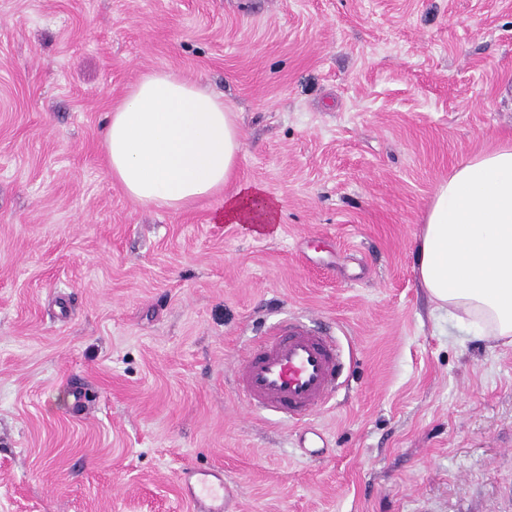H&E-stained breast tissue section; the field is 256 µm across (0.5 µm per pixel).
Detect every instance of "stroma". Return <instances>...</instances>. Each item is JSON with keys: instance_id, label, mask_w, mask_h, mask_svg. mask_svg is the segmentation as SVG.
Instances as JSON below:
<instances>
[{"instance_id": "stroma-1", "label": "stroma", "mask_w": 512, "mask_h": 512, "mask_svg": "<svg viewBox=\"0 0 512 512\" xmlns=\"http://www.w3.org/2000/svg\"><path fill=\"white\" fill-rule=\"evenodd\" d=\"M238 116L279 229L111 179L144 75ZM512 141V0H0V512H512V345L415 271L437 185ZM288 317L354 356L305 425L250 412L247 345ZM179 494L194 512H232L234 499L224 483L222 469H183L178 477Z\"/></svg>"}]
</instances>
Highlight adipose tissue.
<instances>
[{
  "instance_id": "adipose-tissue-1",
  "label": "adipose tissue",
  "mask_w": 512,
  "mask_h": 512,
  "mask_svg": "<svg viewBox=\"0 0 512 512\" xmlns=\"http://www.w3.org/2000/svg\"><path fill=\"white\" fill-rule=\"evenodd\" d=\"M114 183L134 201L180 211L223 195L218 218L264 234L277 200L237 176L235 115L200 84L160 70L109 114L103 140ZM419 280L437 308L512 339V145L471 157L441 182L417 239Z\"/></svg>"
}]
</instances>
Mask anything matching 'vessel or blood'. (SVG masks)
I'll use <instances>...</instances> for the list:
<instances>
[{
    "instance_id": "vessel-or-blood-1",
    "label": "vessel or blood",
    "mask_w": 512,
    "mask_h": 512,
    "mask_svg": "<svg viewBox=\"0 0 512 512\" xmlns=\"http://www.w3.org/2000/svg\"><path fill=\"white\" fill-rule=\"evenodd\" d=\"M344 368V356L332 337L290 319L247 347L234 385L249 410L297 424L326 406ZM178 488L192 512H233L235 507L223 470L185 468Z\"/></svg>"
}]
</instances>
